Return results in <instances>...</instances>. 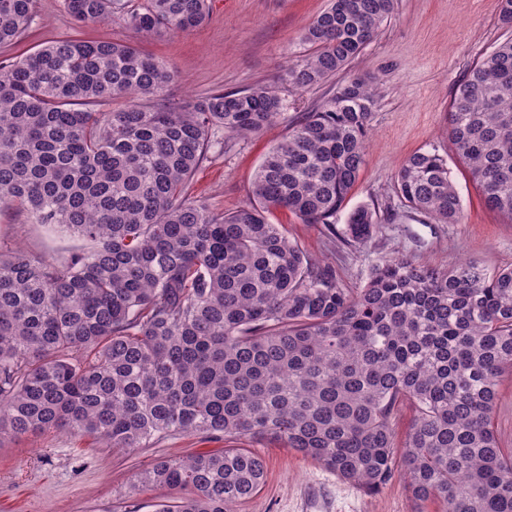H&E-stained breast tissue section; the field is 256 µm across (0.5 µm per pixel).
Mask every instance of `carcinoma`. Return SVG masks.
Returning a JSON list of instances; mask_svg holds the SVG:
<instances>
[{
    "instance_id": "1",
    "label": "carcinoma",
    "mask_w": 512,
    "mask_h": 512,
    "mask_svg": "<svg viewBox=\"0 0 512 512\" xmlns=\"http://www.w3.org/2000/svg\"><path fill=\"white\" fill-rule=\"evenodd\" d=\"M64 0L75 25L122 20L187 32L208 0ZM35 0H0V46ZM394 0H330L306 27L312 53L286 68L322 85L378 35ZM172 71L129 44L64 36L0 60V205L63 227L83 246L58 262L0 248V440L66 431L114 450L176 434L272 441L368 492L399 473L443 512H512V450L494 413L512 372V267L375 262L362 288L309 258L267 218L282 208L334 226L365 164L377 79L356 75L306 109L260 163L250 203L215 214L188 197L219 132L247 137L280 117L257 85L167 102ZM448 136L485 204L512 218V41L471 67ZM441 224L464 210L447 160L415 152L393 181ZM376 209L348 215L365 246ZM414 417L403 444L395 421ZM246 448L160 458L128 493L161 487L154 512H236L264 482Z\"/></svg>"
}]
</instances>
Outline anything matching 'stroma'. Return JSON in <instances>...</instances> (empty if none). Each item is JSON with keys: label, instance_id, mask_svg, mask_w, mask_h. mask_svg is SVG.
I'll return each instance as SVG.
<instances>
[{"label": "stroma", "instance_id": "obj_1", "mask_svg": "<svg viewBox=\"0 0 512 512\" xmlns=\"http://www.w3.org/2000/svg\"><path fill=\"white\" fill-rule=\"evenodd\" d=\"M328 0H210L208 22L192 31L146 34L122 22L92 24L85 36L124 42L163 60L174 74L172 103L185 104L223 89L274 85L284 104L278 122L248 138L212 148L189 183L188 195L215 213H231L251 198L254 173L268 150L288 134L291 122L335 90L336 81L302 93L280 80L287 64L311 50L302 35ZM74 23L63 0H36V17L24 40L0 48V59L31 52L71 33ZM512 40L498 21V0H396L380 34L347 67L378 80L379 101L363 171L347 208L378 204L390 213L382 232L362 248L344 245L324 225L305 224L285 210L269 214L309 257L331 262L345 288L364 284L379 259L399 256L440 267L476 261L488 268L512 266V219L487 208L448 141V110L468 69L494 46ZM418 150H434L448 161L465 217L438 224L404 207L393 190L401 162ZM0 243L63 258L78 238L29 223L25 214L0 207ZM223 440L197 435L166 437L146 448L115 452L94 440L54 432L0 442V512H110L124 499L127 512H153L166 497L155 487L128 495L134 476L162 457L217 451ZM254 449L266 465L265 482L238 512H412L402 479L371 494L344 481L302 454L264 442Z\"/></svg>", "mask_w": 512, "mask_h": 512}]
</instances>
